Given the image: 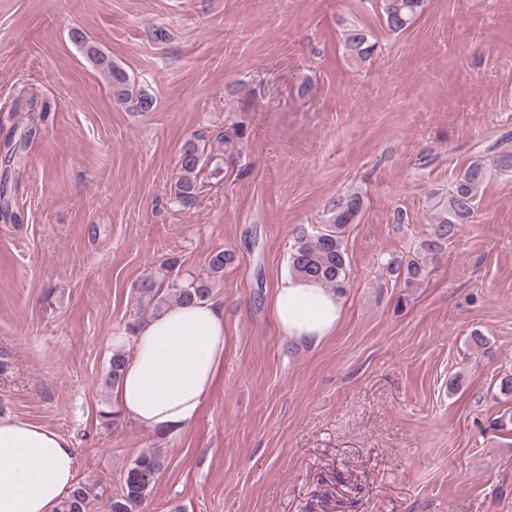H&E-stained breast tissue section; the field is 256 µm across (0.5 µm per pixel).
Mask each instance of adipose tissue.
I'll use <instances>...</instances> for the list:
<instances>
[{
	"mask_svg": "<svg viewBox=\"0 0 512 512\" xmlns=\"http://www.w3.org/2000/svg\"><path fill=\"white\" fill-rule=\"evenodd\" d=\"M279 332L316 345L345 315L344 295L312 280L282 278L271 297ZM224 306L215 298L142 318L112 402L133 424L168 437L186 431L224 365ZM70 441L40 425L0 418V512H56L75 484Z\"/></svg>",
	"mask_w": 512,
	"mask_h": 512,
	"instance_id": "1",
	"label": "adipose tissue"
}]
</instances>
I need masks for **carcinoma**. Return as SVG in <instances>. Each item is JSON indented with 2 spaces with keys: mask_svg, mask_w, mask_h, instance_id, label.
<instances>
[{
  "mask_svg": "<svg viewBox=\"0 0 512 512\" xmlns=\"http://www.w3.org/2000/svg\"><path fill=\"white\" fill-rule=\"evenodd\" d=\"M424 0H383V18L386 28L394 33L406 30L421 12ZM343 49L351 58L367 60L375 49L372 36L363 27L351 24L343 29ZM87 53L95 63L107 70L116 101L123 102L133 95L134 81L120 65L112 62L93 46ZM245 130L236 122L224 124V129L214 134L213 140L203 134L186 140L178 157L179 177L174 183V202L182 210H192L200 202L202 181L199 175L209 170L217 178L224 173V165L239 158L240 145ZM509 137L493 145L498 154L492 159L493 166L483 161L472 162L452 182L445 201L439 208L429 237L420 243L423 256L406 260L392 259L387 270L404 277L411 285L426 272V257L436 255L445 242L456 237L459 228L475 216L479 189L491 176L512 171V148ZM218 152H213V147ZM27 136H21L6 151L4 171L25 165ZM365 206V198L358 191L339 194L326 206L329 226L317 233L300 231L289 250L288 265L295 276L311 278L322 287L344 294L349 287L351 269L341 234L349 224L355 223ZM236 255L230 250H220L208 260L206 273H181V263L175 257L162 261L157 272L143 278L137 286L141 315L157 313L169 306V302L182 304L204 299L212 295L213 288L223 278L224 268L234 263ZM125 364V351L112 353L106 385L112 387L121 379ZM165 468V458L155 449L141 452L123 477L122 494L104 502V512H143L148 498L150 482ZM91 489L78 483L60 503L58 512H85Z\"/></svg>",
  "mask_w": 512,
  "mask_h": 512,
  "instance_id": "1",
  "label": "carcinoma"
}]
</instances>
